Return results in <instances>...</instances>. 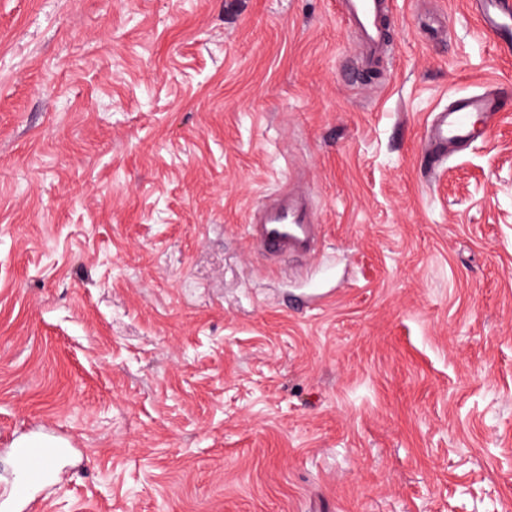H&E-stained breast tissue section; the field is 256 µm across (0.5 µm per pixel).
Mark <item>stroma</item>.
<instances>
[{"mask_svg": "<svg viewBox=\"0 0 512 512\" xmlns=\"http://www.w3.org/2000/svg\"><path fill=\"white\" fill-rule=\"evenodd\" d=\"M0 0L3 448L44 512H512V112L436 174L434 112L512 77L467 0ZM323 249L248 206L286 172ZM341 19L357 36L358 62L376 66L389 42L390 0H341ZM246 223L251 244L270 261L313 256L323 246L314 193L296 177L249 206ZM49 441L60 442L53 438L43 437ZM41 438L24 441L21 446L13 448L18 467V479L12 483L11 498L1 496L3 511H13V503L27 501L31 496L46 488L53 482L55 476L46 467L47 460L61 458L69 454L70 448L52 443Z\"/></svg>", "mask_w": 512, "mask_h": 512, "instance_id": "35a3bbf8", "label": "stroma"}]
</instances>
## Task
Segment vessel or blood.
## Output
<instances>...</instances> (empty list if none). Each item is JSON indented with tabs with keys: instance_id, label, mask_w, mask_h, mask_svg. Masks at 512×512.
<instances>
[{
	"instance_id": "vessel-or-blood-1",
	"label": "vessel or blood",
	"mask_w": 512,
	"mask_h": 512,
	"mask_svg": "<svg viewBox=\"0 0 512 512\" xmlns=\"http://www.w3.org/2000/svg\"><path fill=\"white\" fill-rule=\"evenodd\" d=\"M341 19L357 36L358 61L374 69L389 42L390 0H341ZM472 14L500 52L512 50V0H468ZM453 96L447 107L434 113L426 135L424 158L438 168L448 156L488 137L492 119L507 109V89ZM248 236L268 260L309 257L323 246L322 224L312 189L297 178L284 181L247 211ZM60 444L39 438L15 448L18 478L11 497L0 500V512H11L14 503L26 501L54 480L47 460L66 456Z\"/></svg>"
}]
</instances>
